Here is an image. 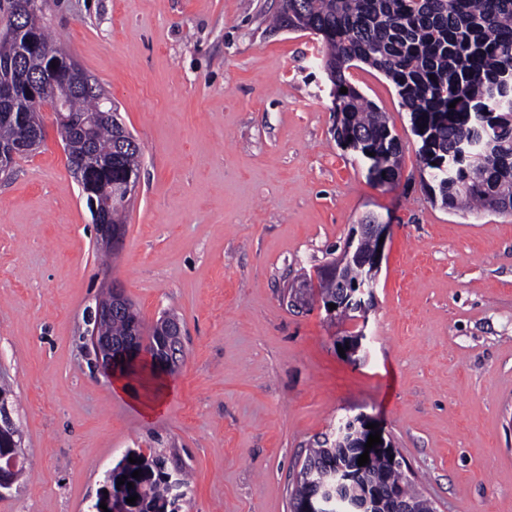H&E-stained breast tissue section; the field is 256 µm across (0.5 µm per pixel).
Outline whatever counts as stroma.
<instances>
[{"instance_id": "obj_1", "label": "stroma", "mask_w": 512, "mask_h": 512, "mask_svg": "<svg viewBox=\"0 0 512 512\" xmlns=\"http://www.w3.org/2000/svg\"><path fill=\"white\" fill-rule=\"evenodd\" d=\"M280 0H43L60 46L141 146L122 245L101 250L53 112L0 178V381L26 479L0 512H90L130 449L176 451L182 512H291L308 448L367 415L437 512H512V216L450 210L422 183L394 85L348 82L387 112L401 177L381 186L337 145L323 45L274 26ZM390 226L366 320L299 310L284 290ZM116 282L144 325L182 326L175 373L92 368L83 312ZM366 336L360 360L337 341ZM158 392L143 413L136 398Z\"/></svg>"}]
</instances>
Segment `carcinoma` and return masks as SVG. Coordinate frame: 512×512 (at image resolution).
Returning a JSON list of instances; mask_svg holds the SVG:
<instances>
[{"label":"carcinoma","instance_id":"cac0c4a2","mask_svg":"<svg viewBox=\"0 0 512 512\" xmlns=\"http://www.w3.org/2000/svg\"><path fill=\"white\" fill-rule=\"evenodd\" d=\"M279 20L288 29L301 30L298 16L306 19L310 31L321 37L324 46L323 69L336 88L334 111L339 123L357 133L350 149L369 166L384 158L386 184L400 177L402 144L390 127L386 113L352 87L345 71L357 63L366 65L389 79L403 107L410 112L411 125L420 139L418 154L428 170L432 199L454 209L476 207L485 211L512 212V87L505 79L512 76V0H282ZM23 35L36 37L39 50L30 54L22 70L31 77L51 70L53 89L66 98L72 124L68 165L79 166L93 154L104 162L82 171L86 185L138 180L140 146L120 125L117 108L102 104L104 92L86 78L82 90L70 92L68 64L54 60L56 41L47 31L42 16L27 13L21 21ZM12 81L14 98L0 100V113L39 112L38 101L17 83L15 49L0 41V84ZM455 107H449L450 103ZM130 200L114 197L104 203L108 222L125 228ZM372 251V241L358 242L359 259L346 265L343 282L336 281L331 266L317 272V283L304 282L303 303L313 304L342 294L364 279L360 258ZM142 328L138 311L131 301L99 324V329L122 338ZM352 452L339 448L328 437L308 449L302 468L310 479L321 484L331 480L336 462ZM138 459L132 464L129 457ZM168 454L149 455L128 451L106 473L101 495L93 504L95 512H181L187 492L178 498L171 494L166 479ZM140 477H132L134 471ZM133 483L117 485L121 477ZM402 485L414 512H434L432 501L412 489L401 470L380 460L373 471L358 483L360 489ZM137 496L130 509L122 508L120 498Z\"/></svg>","mask_w":512,"mask_h":512}]
</instances>
